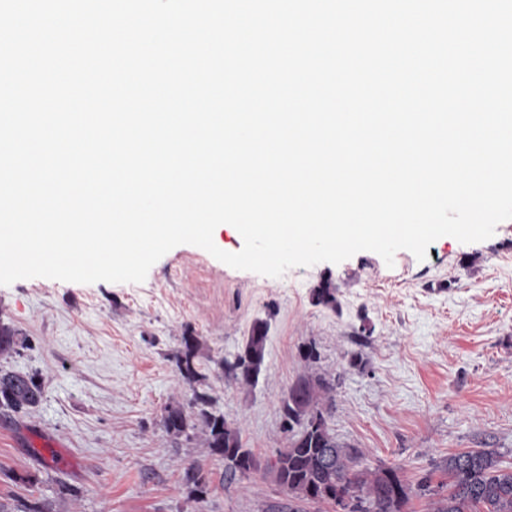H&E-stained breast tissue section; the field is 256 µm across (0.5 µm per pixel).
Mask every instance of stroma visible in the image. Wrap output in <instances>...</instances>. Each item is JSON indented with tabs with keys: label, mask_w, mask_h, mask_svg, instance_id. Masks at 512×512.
<instances>
[{
	"label": "stroma",
	"mask_w": 512,
	"mask_h": 512,
	"mask_svg": "<svg viewBox=\"0 0 512 512\" xmlns=\"http://www.w3.org/2000/svg\"><path fill=\"white\" fill-rule=\"evenodd\" d=\"M430 249L422 261L398 251L390 266L361 251L271 278L184 244L141 283L0 286V322L27 339L0 365L37 374L45 387L30 414L0 410V503L8 512L35 503L44 512H257L284 490L260 471L226 481L203 435L174 439L162 415L207 391L264 463L288 443L284 394L311 373L335 384L329 426L339 442L365 450V467L399 466L411 480L430 472L439 482L436 464L470 448L496 451L511 467L512 220L487 240L444 236ZM324 280L338 287L339 310L313 305ZM258 320L268 329L265 361L247 385L221 362ZM188 335L199 341L205 376L194 385L176 366ZM310 341L321 355L313 367L300 356ZM354 351L364 368L350 365ZM32 430L63 444L71 467L42 470L25 444ZM193 461L209 480L200 502L183 482ZM25 475L35 483H22Z\"/></svg>",
	"instance_id": "35a3bbf8"
}]
</instances>
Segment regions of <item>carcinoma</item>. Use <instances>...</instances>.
I'll return each instance as SVG.
<instances>
[{"instance_id":"1","label":"carcinoma","mask_w":512,"mask_h":512,"mask_svg":"<svg viewBox=\"0 0 512 512\" xmlns=\"http://www.w3.org/2000/svg\"><path fill=\"white\" fill-rule=\"evenodd\" d=\"M312 303L332 310L339 307L338 288L328 280L312 290ZM266 324L257 321L241 350L224 359L225 374L248 384L257 382L265 360ZM185 349L177 357L181 375L196 383L204 378L197 369L198 343L184 337ZM26 339L8 324L0 323V358H7L25 346ZM334 390L322 376H306L288 388L282 400L284 430L289 433L288 447L279 450L266 462L264 470L286 490V501L306 512L310 504L328 503L342 506L343 499L354 503L352 512H403L411 496H432L430 512H512V467H504L496 452L474 448L448 455L439 465L448 473V485L431 487L426 474L417 482L409 481L396 467L357 469L365 452L345 446L332 433L327 410L320 407L321 396ZM44 387L36 375L19 374L0 367V409L16 415L38 407ZM212 396L193 391L188 413L181 406H168L163 415L166 432L175 439H192L194 430L206 436L209 455L224 460V474L247 478L258 469L252 451L243 447L239 431L224 415L211 411ZM184 481L190 496L202 498L208 480L199 463L184 468Z\"/></svg>"}]
</instances>
